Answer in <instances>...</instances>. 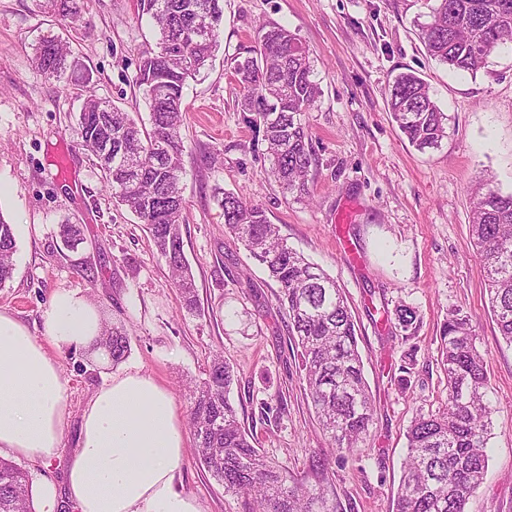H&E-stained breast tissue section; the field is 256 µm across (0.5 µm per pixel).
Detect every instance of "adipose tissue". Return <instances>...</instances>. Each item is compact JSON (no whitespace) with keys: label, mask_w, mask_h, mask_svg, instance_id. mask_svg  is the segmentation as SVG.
Listing matches in <instances>:
<instances>
[{"label":"adipose tissue","mask_w":512,"mask_h":512,"mask_svg":"<svg viewBox=\"0 0 512 512\" xmlns=\"http://www.w3.org/2000/svg\"><path fill=\"white\" fill-rule=\"evenodd\" d=\"M96 305L56 291L43 337L0 312V454L53 463L64 455L65 380L51 350L100 335ZM187 432L170 391L138 370L105 378L83 407L63 486L43 481L35 512H199L177 484Z\"/></svg>","instance_id":"adipose-tissue-1"}]
</instances>
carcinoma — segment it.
I'll use <instances>...</instances> for the list:
<instances>
[{
  "instance_id": "obj_1",
  "label": "carcinoma",
  "mask_w": 512,
  "mask_h": 512,
  "mask_svg": "<svg viewBox=\"0 0 512 512\" xmlns=\"http://www.w3.org/2000/svg\"><path fill=\"white\" fill-rule=\"evenodd\" d=\"M44 4L73 23L84 12V0H44ZM138 6L151 19L155 40L138 57L134 76L149 122L88 88L77 125L81 145L96 159L105 188L146 226L172 274L183 308L195 312L198 293L181 233L185 145L180 127L183 88L201 70L183 67L167 48L186 45L200 64L213 61L224 0H138ZM198 13L209 17L212 30L210 37L193 43L189 33ZM421 36L429 56L454 72L475 75L493 55L512 50V0H433ZM231 62L242 91L241 106L255 113L256 125L262 128L271 176L283 191L310 196L315 153L306 114L320 97L321 87L309 50L286 27L263 22L255 30L249 55L233 57ZM32 63L41 75L54 80L78 66L70 46L53 35L36 43ZM267 87L278 93L265 103L259 93ZM387 105L399 130L418 149L435 148L447 137V117L415 73L394 78ZM108 140L112 154L105 155L100 143ZM218 205L224 228L279 286L277 299L288 313L289 341L296 349L305 392L332 452L341 459L355 454L370 437L376 406L343 289L288 246L261 204L223 191ZM471 232L485 272L489 311L500 335L512 344V193L478 188ZM59 237L74 248L82 240V230L76 224H62ZM15 253L12 224L0 215V287L12 278ZM392 321L408 339L419 328L420 314L400 302L393 311H384V322ZM441 342L447 394L437 412H421L411 422L393 512H465L486 473L497 410L488 397L484 356L475 345L470 315L449 310ZM100 344L114 363L122 361L130 347L128 336L115 327ZM234 381L233 368L216 355L205 377L191 387L190 424L200 465L224 486V493L244 498L248 512H338L330 455L321 450L311 456L301 475L267 461L229 400ZM0 512H33L28 475L3 460Z\"/></svg>"
}]
</instances>
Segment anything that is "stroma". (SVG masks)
Segmentation results:
<instances>
[{"instance_id":"stroma-1","label":"stroma","mask_w":512,"mask_h":512,"mask_svg":"<svg viewBox=\"0 0 512 512\" xmlns=\"http://www.w3.org/2000/svg\"><path fill=\"white\" fill-rule=\"evenodd\" d=\"M428 13L427 0H224L216 59L183 91L182 236L200 300L189 313L143 224L115 203L79 145L83 83L45 79L31 61L40 37L58 36L92 74L100 98L146 113L134 75L154 41L148 18L137 0H86L83 20L65 26L39 0H0V214L17 243L0 311L39 337L53 294L79 292L104 322L128 333L125 366L165 384L183 418L190 381L222 354L236 371L230 399L255 447L301 473L328 441L287 350L278 286L225 233L215 191L253 197L288 245L344 289L357 321L377 418L367 447L332 467L341 512H393L406 431L417 412L438 410L446 395L440 333L453 308L472 317L497 408L487 473L466 512H512V345L488 310L469 227L477 186L512 192V52L494 55L477 75L454 74L420 40ZM263 22L298 35L322 90L306 115L316 163L304 198L282 193L269 177L261 134L240 106L230 69ZM408 69L448 117L438 148L418 151L387 110L389 82ZM66 223L83 231L77 249L60 241ZM400 302L422 318L406 342L381 315ZM409 352L416 364L405 389L400 365ZM56 358L70 449L85 403L113 366L94 346ZM196 456L188 444L181 485L200 512H244L242 498L200 472Z\"/></svg>"}]
</instances>
